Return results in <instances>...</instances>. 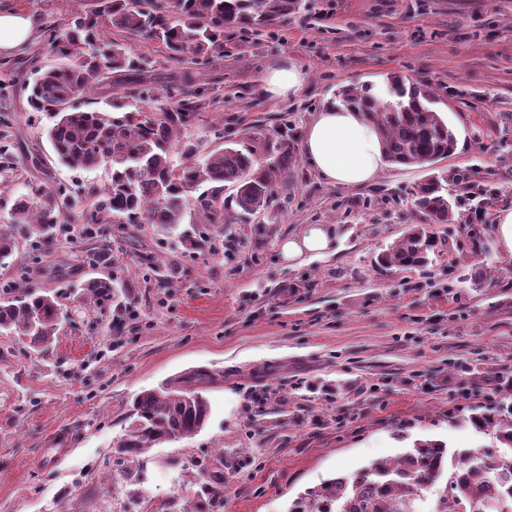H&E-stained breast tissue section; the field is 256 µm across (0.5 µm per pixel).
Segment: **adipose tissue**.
Instances as JSON below:
<instances>
[{
	"mask_svg": "<svg viewBox=\"0 0 512 512\" xmlns=\"http://www.w3.org/2000/svg\"><path fill=\"white\" fill-rule=\"evenodd\" d=\"M37 30L34 16L0 13V54L21 51L33 41ZM307 82L306 72L296 66L270 67L261 77L267 97L284 100L299 95ZM303 157L325 183L358 187L374 182L386 165L381 137L375 123L360 112L324 104L307 125ZM332 230L310 224L298 236L280 243L282 257L290 262L309 253L323 254L332 246Z\"/></svg>",
	"mask_w": 512,
	"mask_h": 512,
	"instance_id": "obj_1",
	"label": "adipose tissue"
}]
</instances>
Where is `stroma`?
Wrapping results in <instances>:
<instances>
[{
	"mask_svg": "<svg viewBox=\"0 0 512 512\" xmlns=\"http://www.w3.org/2000/svg\"><path fill=\"white\" fill-rule=\"evenodd\" d=\"M273 34L224 36V58L200 84L214 105L189 133L217 146L255 124L273 148L280 120L304 131L346 85H382L397 72L430 82L457 145L442 168L478 166L512 206V0H305ZM89 0H0V12L64 25ZM152 63L162 105L175 104L183 66L150 40L132 41ZM0 70V116L14 135L0 186V225L26 186L64 182L103 191L109 174L60 165L31 111L23 80L54 65L41 41L9 55ZM303 68L307 84L283 102L262 91L269 65ZM427 168L386 166L362 188L323 183L298 162L278 192L286 212L237 224L182 227L205 235L194 254L151 224H91L59 231L53 245L19 247L0 266V286L79 297L91 278L113 274L120 306L79 310L53 346L27 357L0 333V512H195L206 478L196 460L241 449L247 464L224 487L223 512H287L323 479L392 458L418 439L453 448L495 447L467 423L472 406L512 394V257L489 243L491 215L450 227L447 253L427 272L379 270L376 256L416 222L411 191ZM306 224H330L329 255L295 265L279 243ZM108 249L110 268L87 256ZM475 267L504 270L477 290ZM122 324L111 328L113 316ZM216 378L212 414L193 438L165 442L112 466L134 398L185 372ZM342 384L340 393L332 385Z\"/></svg>",
	"mask_w": 512,
	"mask_h": 512,
	"instance_id": "1",
	"label": "stroma"
}]
</instances>
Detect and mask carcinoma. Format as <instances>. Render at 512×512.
<instances>
[{"instance_id":"1","label":"carcinoma","mask_w":512,"mask_h":512,"mask_svg":"<svg viewBox=\"0 0 512 512\" xmlns=\"http://www.w3.org/2000/svg\"><path fill=\"white\" fill-rule=\"evenodd\" d=\"M93 6L62 27L46 29L43 45L59 63L35 72L28 102L33 112L51 120L46 137L55 159L70 168L110 169V181L94 207L69 187H30L11 212L9 229L0 227V265L13 256L22 239L50 246L62 224H156L175 231L193 205L203 224L280 213L286 207L276 186L288 181L298 163L294 133L277 132L270 153L260 159L254 132L244 140L210 148L188 135L187 127L206 108L192 75L184 73L181 98L173 108L147 111L150 61L131 53L111 33L157 42L167 58L203 68L224 57V31L260 32L278 26L302 7V0H92ZM135 72L140 88L132 101L106 96L108 108L85 110L77 100ZM332 103L367 114L377 125L385 157L400 167L432 166V173L411 191L420 223L378 254L382 270H425L448 249V239L434 226L467 224L482 215L497 191L472 168L436 167L453 154L457 138L435 109L437 94L427 82H411L391 73L384 86H344ZM233 189V215L227 217L224 190ZM471 201L463 213L461 199ZM123 294L111 277L88 280L83 296L69 306L61 293L16 288L0 294V332L9 333L29 356L50 348L71 311L104 310ZM214 377L205 370L186 372L159 390L134 399L129 425L113 450L123 466L162 442L189 439L205 425L211 405L204 395ZM479 432H490L512 450V401L490 398L467 418ZM210 460L197 470L210 472L204 493L213 509L224 506V472ZM289 512H512V453L486 448L452 450L441 441H416L394 459L379 460L350 475L309 488Z\"/></svg>"}]
</instances>
